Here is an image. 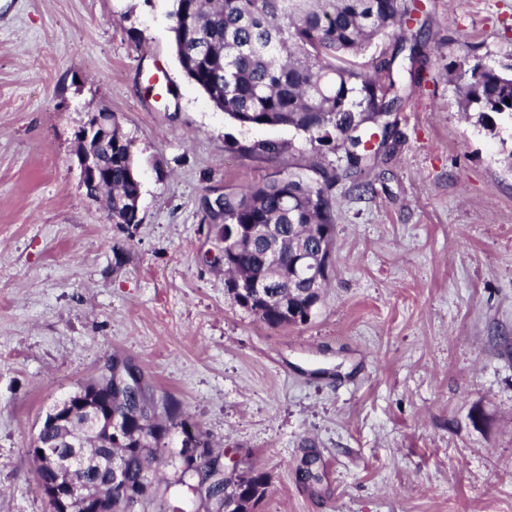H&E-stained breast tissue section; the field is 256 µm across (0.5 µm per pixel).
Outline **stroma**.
Instances as JSON below:
<instances>
[{
    "label": "stroma",
    "instance_id": "stroma-1",
    "mask_svg": "<svg viewBox=\"0 0 512 512\" xmlns=\"http://www.w3.org/2000/svg\"><path fill=\"white\" fill-rule=\"evenodd\" d=\"M173 9L0 0V512H49L33 437L116 354L226 467L267 473L256 512H512V122L479 131L449 81L512 66V0H414L417 52L374 41L360 61L392 60L400 99L357 175L231 123L184 76ZM104 109L141 182L132 227L82 183L77 134ZM290 167L336 176L334 270L310 321L271 327L228 293L204 200Z\"/></svg>",
    "mask_w": 512,
    "mask_h": 512
}]
</instances>
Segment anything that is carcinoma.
I'll use <instances>...</instances> for the list:
<instances>
[{"instance_id": "obj_1", "label": "carcinoma", "mask_w": 512, "mask_h": 512, "mask_svg": "<svg viewBox=\"0 0 512 512\" xmlns=\"http://www.w3.org/2000/svg\"><path fill=\"white\" fill-rule=\"evenodd\" d=\"M410 14L406 0H176L173 26L179 65L203 90L213 106L232 120L253 125H287L321 146L341 140L348 167L360 169L372 157L366 147L374 136L370 125L387 112L383 103L394 87L389 61L374 64L373 73L357 62L379 36L404 32ZM465 118L489 134L497 119L512 120V67L502 72L475 64L453 78ZM511 103H506V100ZM112 221L123 211L115 202L139 194L134 161L112 158ZM322 182L288 170L283 177L258 182L224 198V223L214 225L224 239L235 231L248 235L250 224H275L283 239L278 273L269 276L265 243L255 239L229 266L228 293L243 308L272 327L282 326L280 302L295 308L288 325L307 323L309 306L292 290L296 272L291 243L310 226L307 238L334 242V210ZM268 280L275 288L264 301L233 288L238 277ZM111 414L127 423L126 442L112 447L121 459L126 491L138 497L141 512H164L155 481L156 464L173 428L192 427L171 400L158 404L143 386L139 394L119 396L111 383L103 385ZM178 482L197 498L201 512H225L227 501L238 499L241 512H254L267 492L265 472L251 466L241 475L214 472L205 456L188 453L183 441L177 453Z\"/></svg>"}]
</instances>
